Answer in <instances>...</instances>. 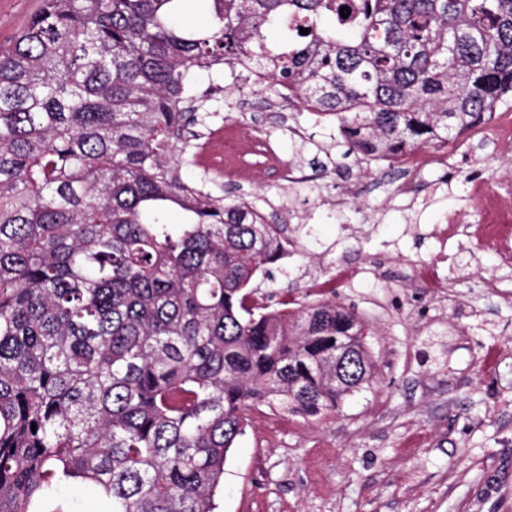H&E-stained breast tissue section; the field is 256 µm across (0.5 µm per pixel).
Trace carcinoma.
I'll list each match as a JSON object with an SVG mask.
<instances>
[{"mask_svg": "<svg viewBox=\"0 0 512 512\" xmlns=\"http://www.w3.org/2000/svg\"><path fill=\"white\" fill-rule=\"evenodd\" d=\"M182 2L44 0L0 50V512L70 485L101 512H215L250 408L317 416L373 383L371 328L335 300L254 304L295 241L183 178L221 92L195 73L246 60L365 162L512 102V0H204L196 29ZM291 22L309 34L272 49Z\"/></svg>", "mask_w": 512, "mask_h": 512, "instance_id": "cac0c4a2", "label": "carcinoma"}]
</instances>
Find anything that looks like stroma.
Segmentation results:
<instances>
[{"mask_svg":"<svg viewBox=\"0 0 512 512\" xmlns=\"http://www.w3.org/2000/svg\"><path fill=\"white\" fill-rule=\"evenodd\" d=\"M213 122L276 141L299 180L272 171L240 181L208 174L210 188L248 197L293 228H313L292 257L258 278L260 292L341 263L364 277L335 300L374 330L370 389L315 417L250 410L224 466L216 512H512V255L448 242V298L412 285V264L437 257L434 228L474 223L472 183L512 196V149L468 130L447 147L452 168L427 169L408 192L404 166L370 171L347 159L328 169L336 125L261 93L212 104Z\"/></svg>","mask_w":512,"mask_h":512,"instance_id":"stroma-1","label":"stroma"}]
</instances>
